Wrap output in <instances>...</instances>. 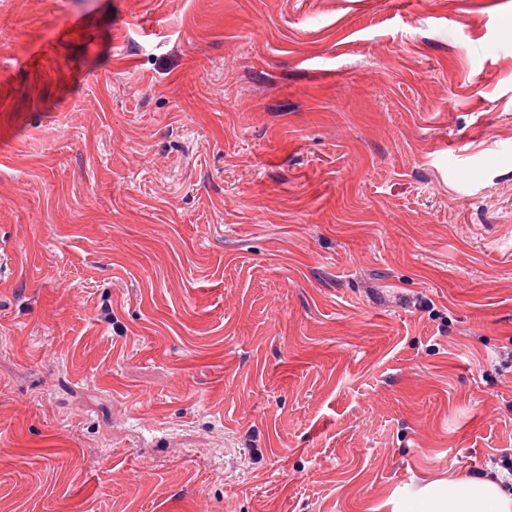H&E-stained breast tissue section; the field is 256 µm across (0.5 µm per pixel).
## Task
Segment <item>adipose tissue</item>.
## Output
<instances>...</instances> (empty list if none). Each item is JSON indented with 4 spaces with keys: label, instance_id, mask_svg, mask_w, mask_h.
I'll return each mask as SVG.
<instances>
[{
    "label": "adipose tissue",
    "instance_id": "1",
    "mask_svg": "<svg viewBox=\"0 0 512 512\" xmlns=\"http://www.w3.org/2000/svg\"><path fill=\"white\" fill-rule=\"evenodd\" d=\"M393 512H512V485L501 475H449L399 495Z\"/></svg>",
    "mask_w": 512,
    "mask_h": 512
}]
</instances>
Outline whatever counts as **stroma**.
Wrapping results in <instances>:
<instances>
[{
  "label": "stroma",
  "mask_w": 512,
  "mask_h": 512,
  "mask_svg": "<svg viewBox=\"0 0 512 512\" xmlns=\"http://www.w3.org/2000/svg\"><path fill=\"white\" fill-rule=\"evenodd\" d=\"M511 352L512 0H0V512H392Z\"/></svg>",
  "instance_id": "1"
}]
</instances>
